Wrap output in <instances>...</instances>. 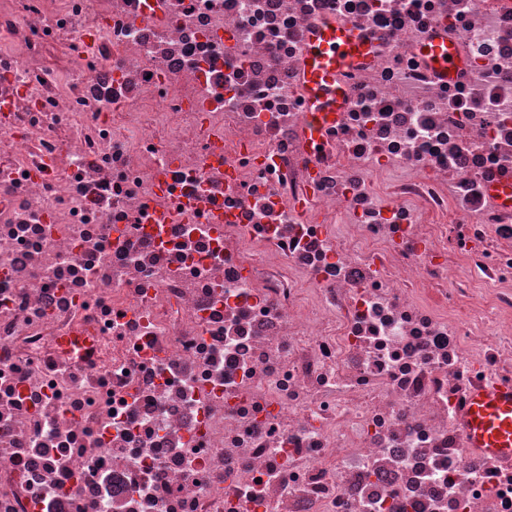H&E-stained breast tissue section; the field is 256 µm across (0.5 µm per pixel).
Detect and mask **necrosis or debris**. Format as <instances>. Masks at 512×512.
Returning <instances> with one entry per match:
<instances>
[{"label": "necrosis or debris", "mask_w": 512, "mask_h": 512, "mask_svg": "<svg viewBox=\"0 0 512 512\" xmlns=\"http://www.w3.org/2000/svg\"><path fill=\"white\" fill-rule=\"evenodd\" d=\"M154 3L0 0V512H512V0ZM375 46L346 23L322 20L314 26L302 59V85L308 112L307 137L319 144L346 105L338 74L369 64ZM420 51L427 62L446 77L459 65L458 58L452 50H448V42L440 37L435 36L426 39L422 43ZM466 434L470 448L512 459V388L474 393L468 403Z\"/></svg>", "instance_id": "necrosis-or-debris-1"}]
</instances>
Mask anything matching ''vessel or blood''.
Returning a JSON list of instances; mask_svg holds the SVG:
<instances>
[{
  "instance_id": "vessel-or-blood-1",
  "label": "vessel or blood",
  "mask_w": 512,
  "mask_h": 512,
  "mask_svg": "<svg viewBox=\"0 0 512 512\" xmlns=\"http://www.w3.org/2000/svg\"><path fill=\"white\" fill-rule=\"evenodd\" d=\"M375 47L346 23L322 20L314 26L302 59V85L308 112L307 137L320 143L346 105L340 72L369 64ZM421 53L443 74L458 67L459 60L439 37L426 39ZM466 434L470 447L512 459V388L493 387L474 393L468 403Z\"/></svg>"
}]
</instances>
